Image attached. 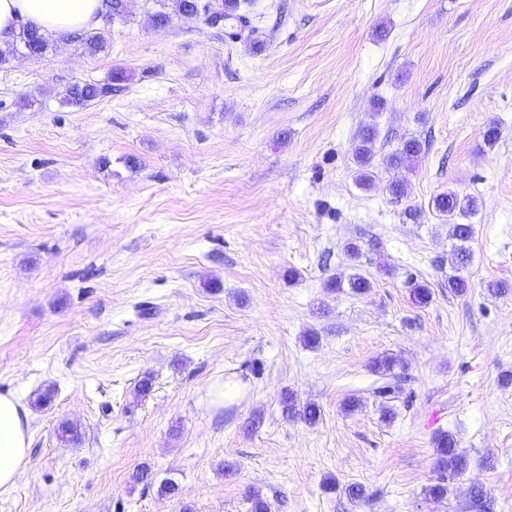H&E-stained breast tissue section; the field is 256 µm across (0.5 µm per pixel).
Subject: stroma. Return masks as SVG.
Here are the masks:
<instances>
[{"instance_id": "stroma-1", "label": "stroma", "mask_w": 512, "mask_h": 512, "mask_svg": "<svg viewBox=\"0 0 512 512\" xmlns=\"http://www.w3.org/2000/svg\"><path fill=\"white\" fill-rule=\"evenodd\" d=\"M242 9L263 45L174 0H125L97 29L102 51L72 34L0 65V393L31 418L29 472L0 512H250L253 490L269 512H476V486L512 512V0ZM116 70L111 96L65 103ZM370 130L378 179L363 189L353 154ZM410 137L423 153L392 166ZM448 191L478 201L462 296L431 210ZM349 240L363 295L327 287L356 270ZM384 356L401 377L389 400L372 370ZM228 380L241 400L215 407ZM287 393L321 420L289 418ZM65 421L80 442L60 439ZM440 431L469 464L437 503L424 489ZM144 464L154 486L131 480ZM165 479L175 497L159 496Z\"/></svg>"}]
</instances>
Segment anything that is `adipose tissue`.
<instances>
[{
  "mask_svg": "<svg viewBox=\"0 0 512 512\" xmlns=\"http://www.w3.org/2000/svg\"><path fill=\"white\" fill-rule=\"evenodd\" d=\"M101 22V0H0V48L26 24L48 36L91 31ZM28 410L13 393H0V490L14 488L27 474Z\"/></svg>",
  "mask_w": 512,
  "mask_h": 512,
  "instance_id": "adipose-tissue-1",
  "label": "adipose tissue"
}]
</instances>
